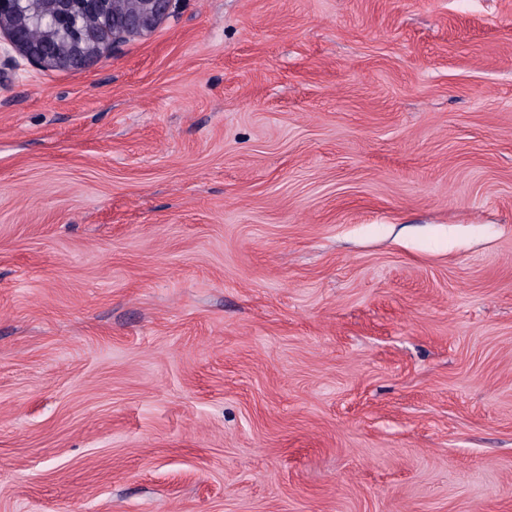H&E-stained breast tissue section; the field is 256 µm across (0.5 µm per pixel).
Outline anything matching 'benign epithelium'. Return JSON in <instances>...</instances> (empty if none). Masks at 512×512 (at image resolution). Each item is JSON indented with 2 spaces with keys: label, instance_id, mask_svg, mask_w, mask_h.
Masks as SVG:
<instances>
[{
  "label": "benign epithelium",
  "instance_id": "7a95c632",
  "mask_svg": "<svg viewBox=\"0 0 512 512\" xmlns=\"http://www.w3.org/2000/svg\"><path fill=\"white\" fill-rule=\"evenodd\" d=\"M174 0H86L89 11L102 18L79 39L62 40L73 29L69 0H53L49 36L41 43L29 34V17L21 4L39 11L35 0H0V39L28 62L59 69H79L112 54L115 44L152 32L170 14Z\"/></svg>",
  "mask_w": 512,
  "mask_h": 512
}]
</instances>
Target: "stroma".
<instances>
[{
  "mask_svg": "<svg viewBox=\"0 0 512 512\" xmlns=\"http://www.w3.org/2000/svg\"><path fill=\"white\" fill-rule=\"evenodd\" d=\"M0 512H512V0H175L19 61Z\"/></svg>",
  "mask_w": 512,
  "mask_h": 512,
  "instance_id": "35a3bbf8",
  "label": "stroma"
}]
</instances>
